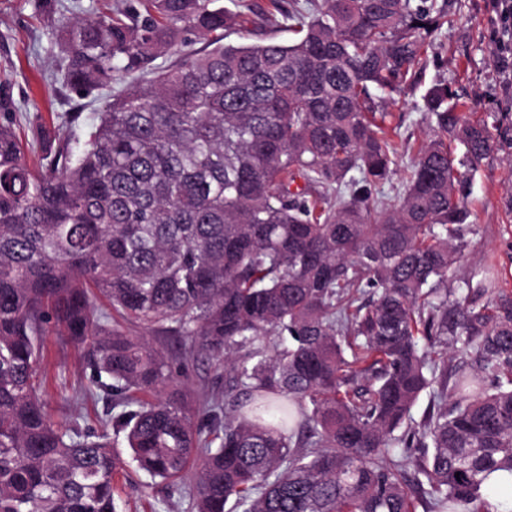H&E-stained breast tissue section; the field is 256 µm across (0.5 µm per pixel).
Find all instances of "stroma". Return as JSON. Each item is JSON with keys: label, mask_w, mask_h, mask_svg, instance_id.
I'll return each mask as SVG.
<instances>
[{"label": "stroma", "mask_w": 512, "mask_h": 512, "mask_svg": "<svg viewBox=\"0 0 512 512\" xmlns=\"http://www.w3.org/2000/svg\"><path fill=\"white\" fill-rule=\"evenodd\" d=\"M123 5L124 0H0V98L7 100L23 140H30L41 123L71 139L82 138L97 123L112 90L82 97L67 83L59 19L112 15ZM436 5L446 13L445 24L425 35L404 91L381 99L398 156L381 189L385 197L402 190L407 167L432 135L424 96L434 85L448 86L468 118L512 115V71L500 64L506 50L493 0H437ZM75 110L79 120L66 123ZM467 206L472 225L465 230L464 268L486 272L499 287L512 290V166L504 154H495L473 176ZM40 374L37 394L55 424L82 432L106 430L110 403L75 397L91 376L81 346L53 333L46 336ZM119 485L127 512H187L178 493L148 486L144 475L131 474Z\"/></svg>", "instance_id": "1"}]
</instances>
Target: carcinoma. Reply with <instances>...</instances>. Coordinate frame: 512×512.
<instances>
[{
	"instance_id": "cac0c4a2",
	"label": "carcinoma",
	"mask_w": 512,
	"mask_h": 512,
	"mask_svg": "<svg viewBox=\"0 0 512 512\" xmlns=\"http://www.w3.org/2000/svg\"><path fill=\"white\" fill-rule=\"evenodd\" d=\"M234 6L63 17L67 82L122 88L77 147L39 127L32 161L0 121V512H122L108 434L55 427L36 394L57 329L86 346L88 396L112 394L136 470L188 512H416L409 468L426 512H482L488 474L512 472V292L476 271L450 290L448 272L468 175L512 164V127L432 87L435 137L381 203L375 92L401 93L444 14L268 0L296 38L231 43L253 12ZM200 358L224 387L193 406Z\"/></svg>"
}]
</instances>
